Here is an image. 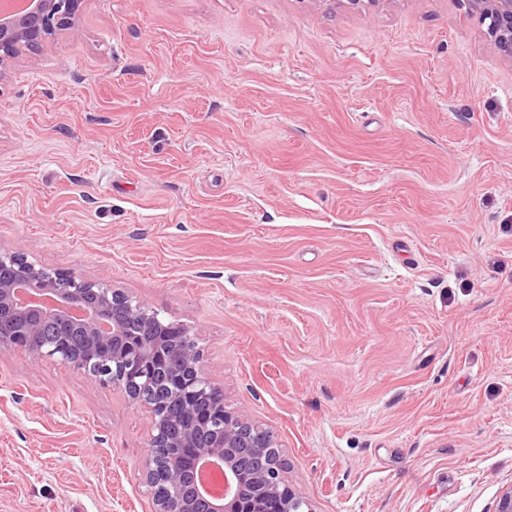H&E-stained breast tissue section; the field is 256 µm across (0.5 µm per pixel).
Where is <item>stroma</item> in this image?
I'll return each instance as SVG.
<instances>
[{
    "mask_svg": "<svg viewBox=\"0 0 512 512\" xmlns=\"http://www.w3.org/2000/svg\"><path fill=\"white\" fill-rule=\"evenodd\" d=\"M0 76V249L190 327L313 512L512 485V62L461 0H84ZM150 419L0 350V512H152Z\"/></svg>",
    "mask_w": 512,
    "mask_h": 512,
    "instance_id": "obj_1",
    "label": "stroma"
}]
</instances>
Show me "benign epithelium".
<instances>
[{
	"instance_id": "obj_1",
	"label": "benign epithelium",
	"mask_w": 512,
	"mask_h": 512,
	"mask_svg": "<svg viewBox=\"0 0 512 512\" xmlns=\"http://www.w3.org/2000/svg\"><path fill=\"white\" fill-rule=\"evenodd\" d=\"M81 5L27 0L20 13L0 11V76L54 29L78 32ZM463 5L485 26L493 51L512 61V0ZM177 329L183 342L174 346L158 314L122 290L0 251V347H21L34 362L54 358L147 409L142 469L154 512H311L286 479L283 445L272 431L222 402L213 411L195 405L223 390L207 377L190 329ZM205 464L220 471L219 496L202 489Z\"/></svg>"
}]
</instances>
